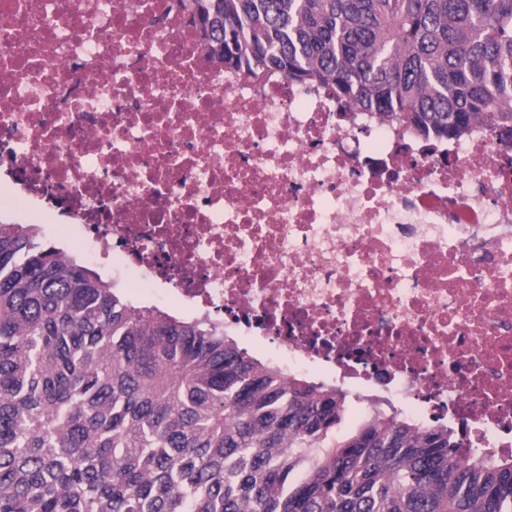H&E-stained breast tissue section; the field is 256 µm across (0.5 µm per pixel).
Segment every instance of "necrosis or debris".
Returning <instances> with one entry per match:
<instances>
[{
	"instance_id": "obj_1",
	"label": "necrosis or debris",
	"mask_w": 512,
	"mask_h": 512,
	"mask_svg": "<svg viewBox=\"0 0 512 512\" xmlns=\"http://www.w3.org/2000/svg\"><path fill=\"white\" fill-rule=\"evenodd\" d=\"M0 184L284 369L512 452L501 131L428 142L225 71L175 0H0Z\"/></svg>"
}]
</instances>
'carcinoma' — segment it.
<instances>
[{
	"label": "carcinoma",
	"mask_w": 512,
	"mask_h": 512,
	"mask_svg": "<svg viewBox=\"0 0 512 512\" xmlns=\"http://www.w3.org/2000/svg\"><path fill=\"white\" fill-rule=\"evenodd\" d=\"M227 68L280 70L427 140L512 131V0H177ZM140 306L0 221V512H512V454L380 412Z\"/></svg>",
	"instance_id": "carcinoma-1"
}]
</instances>
